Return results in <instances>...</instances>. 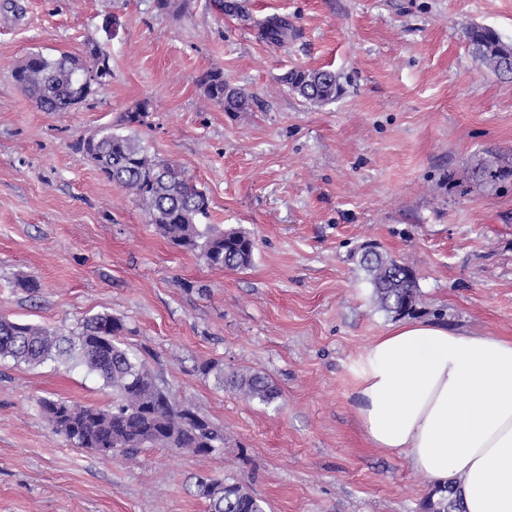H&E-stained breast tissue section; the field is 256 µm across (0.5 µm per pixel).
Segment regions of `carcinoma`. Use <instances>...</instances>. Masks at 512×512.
Returning a JSON list of instances; mask_svg holds the SVG:
<instances>
[{
    "instance_id": "1",
    "label": "carcinoma",
    "mask_w": 512,
    "mask_h": 512,
    "mask_svg": "<svg viewBox=\"0 0 512 512\" xmlns=\"http://www.w3.org/2000/svg\"><path fill=\"white\" fill-rule=\"evenodd\" d=\"M258 38L281 45L292 31L288 21L270 17L256 24ZM472 53L494 75L512 76V45L492 28L475 26L467 32ZM90 63L62 55L50 58L31 53L17 63L12 76L18 87L43 112H68L85 101L97 87L86 82L92 73L112 79L111 57L98 43L87 46ZM281 81L305 101L323 105L336 99L339 83L326 69H292ZM204 97L226 112H245L252 97L242 88L224 80V73L211 70L198 79ZM148 103L126 112L120 127H103L84 138L78 151L108 181L134 196L148 223L171 244L198 252L215 270L236 271L253 260L255 242L243 232L224 231L207 223L210 200L182 167L148 153L136 128L144 124ZM487 183L512 180V165L493 161L478 172ZM359 266L366 273L377 307L396 317L418 312L420 291L412 267L374 251L360 255ZM126 324L108 313L86 318L67 332L0 316V359L40 366L48 362L73 361L112 389V404L77 405L62 399L40 402L43 414L55 432L75 448L132 457L140 449L178 448L195 455L224 444L220 427L197 415L198 423L187 426L189 409L176 404L169 390L156 381L146 362L120 340ZM196 372L214 376L218 384L242 395L270 404L279 397L278 388L259 373H224L217 360L196 366ZM200 493L209 500V512H265L262 501L240 483L201 477ZM423 512H458L457 489L437 484L421 504Z\"/></svg>"
}]
</instances>
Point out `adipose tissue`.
<instances>
[{
  "label": "adipose tissue",
  "mask_w": 512,
  "mask_h": 512,
  "mask_svg": "<svg viewBox=\"0 0 512 512\" xmlns=\"http://www.w3.org/2000/svg\"><path fill=\"white\" fill-rule=\"evenodd\" d=\"M355 395L372 445L455 480L465 512H512V340L392 324L366 351Z\"/></svg>",
  "instance_id": "adipose-tissue-1"
}]
</instances>
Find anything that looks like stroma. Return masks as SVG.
I'll return each instance as SVG.
<instances>
[{
    "mask_svg": "<svg viewBox=\"0 0 512 512\" xmlns=\"http://www.w3.org/2000/svg\"><path fill=\"white\" fill-rule=\"evenodd\" d=\"M0 0V316L72 327L108 313L176 401L224 427L205 456L146 448L134 459L70 446L39 399L109 404L79 365L0 360V512H208L198 477L234 480L265 512H422L434 486L366 438L355 389L368 346L394 317L358 265L364 245L409 263L419 320L512 337V181L476 170L512 160V79L471 54L467 30L512 43V0ZM286 18L281 46L254 20ZM112 78L67 112H44L11 70L32 52L83 56ZM336 73L322 106L290 92L292 69ZM218 69L254 97L205 103ZM147 103L138 134L194 178L211 223L249 232L251 265L209 268L169 244L134 197L77 150ZM21 277L38 288H15ZM257 371L280 391L247 399L195 371Z\"/></svg>",
    "mask_w": 512,
    "mask_h": 512,
    "instance_id": "35a3bbf8",
    "label": "stroma"
}]
</instances>
